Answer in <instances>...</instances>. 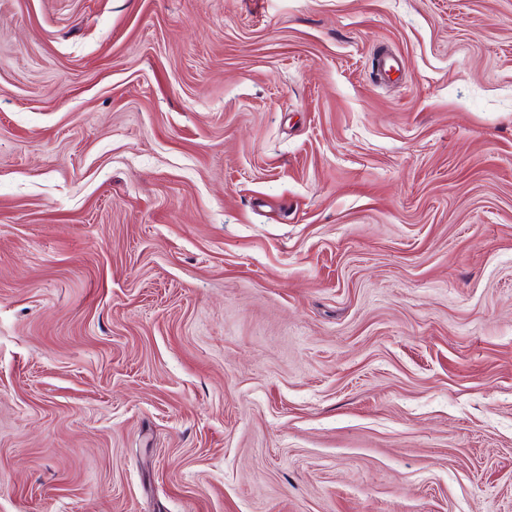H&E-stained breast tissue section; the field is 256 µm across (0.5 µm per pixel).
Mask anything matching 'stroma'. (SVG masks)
Instances as JSON below:
<instances>
[{
	"instance_id": "1",
	"label": "stroma",
	"mask_w": 512,
	"mask_h": 512,
	"mask_svg": "<svg viewBox=\"0 0 512 512\" xmlns=\"http://www.w3.org/2000/svg\"><path fill=\"white\" fill-rule=\"evenodd\" d=\"M0 512H512V0H0Z\"/></svg>"
}]
</instances>
